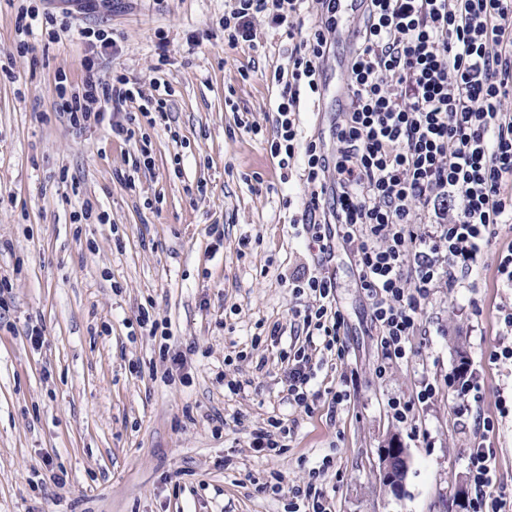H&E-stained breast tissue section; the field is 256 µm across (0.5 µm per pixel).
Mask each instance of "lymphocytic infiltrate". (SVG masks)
<instances>
[{
	"instance_id": "1",
	"label": "lymphocytic infiltrate",
	"mask_w": 512,
	"mask_h": 512,
	"mask_svg": "<svg viewBox=\"0 0 512 512\" xmlns=\"http://www.w3.org/2000/svg\"><path fill=\"white\" fill-rule=\"evenodd\" d=\"M304 0H232L224 15V44L254 43L255 21L298 33L286 65L277 66L274 134L270 154L281 167L303 160V212L309 249L331 256L349 249L386 357L414 355L412 338L432 289L462 287L481 270L480 260L503 232L512 231V0H366L346 69L348 106L332 127L336 143L324 151L300 130L302 96L319 93L322 66L336 31V0H317L318 24L298 31ZM72 124H95L125 141L143 126L165 120L164 95L142 99L126 74L111 81L86 77L81 91L58 84ZM134 112H124L129 102ZM336 284L322 268L294 287L305 305L308 342L344 359V317ZM138 326L161 337V357L171 362L165 379L185 374L184 353L170 345L167 324L141 310ZM289 404L308 407L319 367L307 346L281 349ZM291 429L273 415L252 433L251 446L266 457L287 448ZM484 446L470 453L474 494L468 512H501L505 496L493 493ZM261 490L287 497L288 512H331L322 488L285 484L269 471Z\"/></svg>"
}]
</instances>
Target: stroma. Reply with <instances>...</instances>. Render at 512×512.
Returning <instances> with one entry per match:
<instances>
[{"label":"stroma","mask_w":512,"mask_h":512,"mask_svg":"<svg viewBox=\"0 0 512 512\" xmlns=\"http://www.w3.org/2000/svg\"><path fill=\"white\" fill-rule=\"evenodd\" d=\"M224 4L107 0L77 13L57 43L45 19L22 37L14 9L0 8V276L12 285L0 299V512H286V499L255 485L272 469L292 486L317 480L332 512H448L469 484L477 413L499 419L483 444L495 485L512 492V415H498L500 397L512 395V362L490 358L512 345L501 319L512 289L494 266L512 232L484 255L474 290L434 289L415 356L389 363L357 272L336 248L323 266L345 317V359L337 366L333 352L314 351L328 366L312 409L288 404L280 345L268 334L277 324L281 345L304 343L293 281L318 264L290 225L301 216L299 166L283 180L267 144L269 74L289 41L259 19L255 47H225ZM85 26L107 30L121 50L95 66L96 77L119 68L144 94L158 82L171 88L169 120L147 128V143L68 122L56 84L81 90L93 55L79 37ZM351 49L334 42L324 95L302 107L305 133L328 151ZM241 118L260 134L239 127ZM144 146L148 169L138 165ZM87 200L109 223H72ZM212 224L223 243L209 236ZM143 307L170 327L190 385L164 381L159 341L136 323ZM32 325L42 347L27 338ZM461 350L482 385L469 417L448 394ZM220 371L242 390L225 391ZM425 380L439 395L419 404ZM341 389L351 398L334 404ZM393 398L410 403V422L393 418ZM275 413L296 426L287 452L265 458L251 433ZM391 445L409 460L397 493L378 479V451ZM327 454L332 467L312 476Z\"/></svg>","instance_id":"1"}]
</instances>
